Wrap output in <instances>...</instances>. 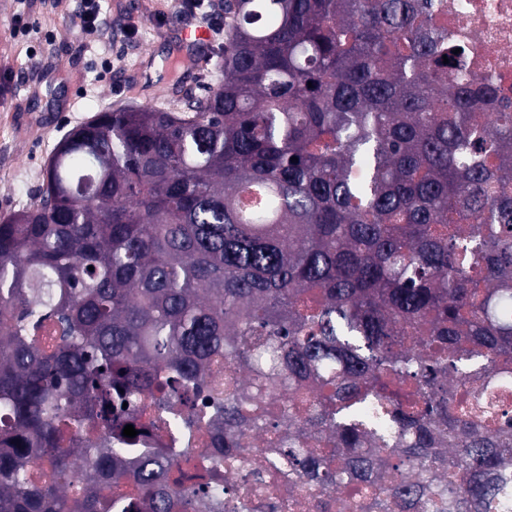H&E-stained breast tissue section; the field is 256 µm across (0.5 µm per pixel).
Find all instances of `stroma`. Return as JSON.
<instances>
[{
    "label": "stroma",
    "mask_w": 512,
    "mask_h": 512,
    "mask_svg": "<svg viewBox=\"0 0 512 512\" xmlns=\"http://www.w3.org/2000/svg\"><path fill=\"white\" fill-rule=\"evenodd\" d=\"M178 2L101 0L105 35L91 42L75 0H0V219L37 201L58 142L98 113L126 104L177 111L183 92L200 96L220 81L211 60L161 79L185 22Z\"/></svg>",
    "instance_id": "35a3bbf8"
}]
</instances>
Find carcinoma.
Here are the masks:
<instances>
[{
	"label": "carcinoma",
	"mask_w": 512,
	"mask_h": 512,
	"mask_svg": "<svg viewBox=\"0 0 512 512\" xmlns=\"http://www.w3.org/2000/svg\"><path fill=\"white\" fill-rule=\"evenodd\" d=\"M427 8L224 0L206 96L60 141L39 202L0 223V512H224L235 434L266 425L281 447L244 500L287 484L327 512L364 482L365 512H512L486 392L512 376V112L442 79ZM221 359L224 467L128 466L102 441L145 396L192 432L172 402Z\"/></svg>",
	"instance_id": "carcinoma-1"
}]
</instances>
